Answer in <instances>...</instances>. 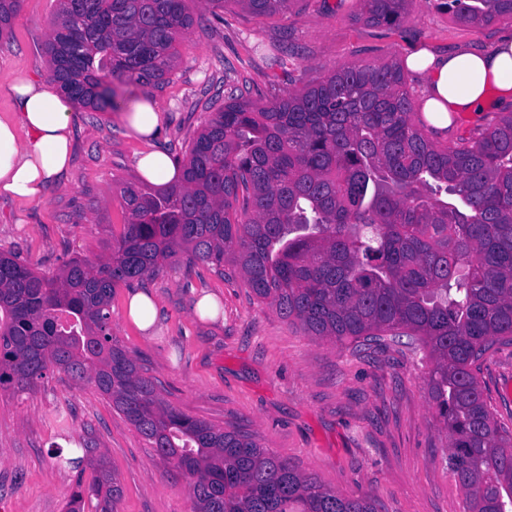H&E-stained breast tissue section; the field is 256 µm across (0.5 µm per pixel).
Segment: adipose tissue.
I'll list each match as a JSON object with an SVG mask.
<instances>
[{
    "mask_svg": "<svg viewBox=\"0 0 512 512\" xmlns=\"http://www.w3.org/2000/svg\"><path fill=\"white\" fill-rule=\"evenodd\" d=\"M404 66L420 77L424 110L437 128L447 127L453 112L481 116L512 105V38L488 49H420L405 58ZM7 87L13 110L0 116V196L38 201L68 172L74 102L53 85L25 76L9 77ZM120 120L146 145L135 161L139 175L157 184L175 182L177 169L169 154L152 146L164 122L156 98L143 92Z\"/></svg>",
    "mask_w": 512,
    "mask_h": 512,
    "instance_id": "adipose-tissue-1",
    "label": "adipose tissue"
}]
</instances>
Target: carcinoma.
<instances>
[{"label": "carcinoma", "instance_id": "obj_1", "mask_svg": "<svg viewBox=\"0 0 512 512\" xmlns=\"http://www.w3.org/2000/svg\"><path fill=\"white\" fill-rule=\"evenodd\" d=\"M231 2L257 16L293 0ZM356 20L391 26L413 0H359ZM22 0H0V37ZM482 27L512 19V0H446ZM193 24L186 0H60L50 76L93 112L121 108L112 79L166 81ZM397 62L338 68L270 102L227 88L188 147L180 180L128 183L124 230L96 263L44 274L0 254V390L31 393L48 372L88 382L188 480L193 512H376L252 437L160 398L112 334L116 286L155 277L187 251L229 264L288 323L357 353L404 343L428 358V398L450 440L448 468L469 512H512V431L484 398L475 364L512 344V112L443 146L415 118ZM75 463L87 494L114 512L122 488L93 441Z\"/></svg>", "mask_w": 512, "mask_h": 512}]
</instances>
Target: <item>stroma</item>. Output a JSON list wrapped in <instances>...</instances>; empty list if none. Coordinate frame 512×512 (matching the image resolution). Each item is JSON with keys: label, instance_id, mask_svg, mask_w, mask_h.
Wrapping results in <instances>:
<instances>
[{"label": "stroma", "instance_id": "stroma-1", "mask_svg": "<svg viewBox=\"0 0 512 512\" xmlns=\"http://www.w3.org/2000/svg\"><path fill=\"white\" fill-rule=\"evenodd\" d=\"M195 22L178 44V63L154 89L165 114L155 148L183 156L224 91L283 97L341 66L401 61L420 47L433 52L483 48L512 34V20L475 28L456 22L438 0H415L396 26L355 22V0H295L275 17L225 4L222 16L188 0ZM58 0H23L11 35L0 39V116L12 110L6 76L50 78L45 45ZM290 33L295 57L276 61L269 47ZM66 177L44 200L0 197V252L43 273L70 259L107 255L126 222L120 190L140 183L142 142L117 119L78 107ZM148 291L159 309L152 333L125 318L131 291ZM213 294L216 319L194 313ZM112 333L158 394L186 415L251 434L302 473L344 496L367 494L377 512H466L448 469L449 441L427 401L428 369L400 346L368 356L351 346L306 336L257 300L232 266L219 269L183 253L158 276L119 285ZM497 419L512 428V345L477 371ZM94 438L117 472V512H193L186 480L90 383L53 372L31 393L0 390V512H65L76 471L55 450L78 457Z\"/></svg>", "mask_w": 512, "mask_h": 512}]
</instances>
